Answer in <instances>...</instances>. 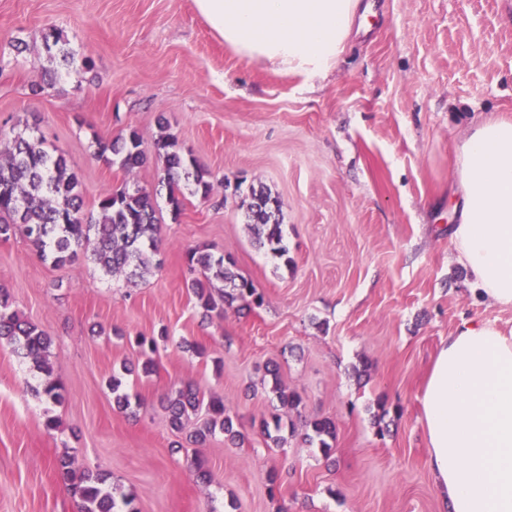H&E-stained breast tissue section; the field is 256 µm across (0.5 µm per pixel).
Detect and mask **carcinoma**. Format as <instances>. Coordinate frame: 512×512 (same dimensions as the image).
Returning <instances> with one entry per match:
<instances>
[{
  "label": "carcinoma",
  "instance_id": "1",
  "mask_svg": "<svg viewBox=\"0 0 512 512\" xmlns=\"http://www.w3.org/2000/svg\"><path fill=\"white\" fill-rule=\"evenodd\" d=\"M42 46L50 55H57L68 66L88 69L92 61L70 47L69 41L56 28L42 33ZM98 155L110 164H117L127 173L143 166L148 155L139 131L126 133L106 142H98ZM153 154L160 167L159 183L167 189V203L172 220L182 212L185 188L207 197L213 190L211 174L196 158L184 152L174 134L163 123L153 141ZM279 202L265 189H251L247 218L260 246L275 255L284 256L281 224L276 219ZM156 204L153 195L135 181H127L118 189L103 195L98 201L97 214L86 213L81 182L70 171L66 159L50 155L43 139L24 131L5 132L0 129V238L7 240L15 229L23 227L44 259L56 266H65L79 255L89 258L106 275L141 276L149 270L152 254L158 242ZM189 278L186 288L199 306L208 313L224 316V308L237 301L260 306L263 297L253 284L236 275L224 264V256H215L199 248L186 253ZM9 294L0 289V344H9L23 352L24 357L50 374L47 353L50 337L39 327L10 309ZM142 359V371L154 368L152 354L158 343L155 338L138 336L134 340ZM274 391L281 406L296 411L302 404L301 395L281 386L277 367L269 369ZM115 406L123 411L132 409V396L122 379L109 381ZM169 423L177 431L184 428L191 416L204 413L203 422L190 433V440L202 445L208 437L221 432L234 442L241 437L231 417L225 415L224 399L205 397L191 384L179 389L167 402ZM305 432L298 433L294 422L288 423V436L281 435L282 418L275 414L272 421L263 422V431L273 445L281 447L287 438L302 435L317 440L324 455L332 451L336 439V424L329 418H314L303 423ZM73 495L83 503V512H118L116 488L106 484L99 473L87 471L72 484Z\"/></svg>",
  "mask_w": 512,
  "mask_h": 512
}]
</instances>
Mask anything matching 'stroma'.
<instances>
[{
	"mask_svg": "<svg viewBox=\"0 0 512 512\" xmlns=\"http://www.w3.org/2000/svg\"><path fill=\"white\" fill-rule=\"evenodd\" d=\"M369 2L370 34L308 79L226 50L192 0H0V129L37 126L78 174L86 211L130 176L155 191L156 160L129 176L95 151L131 127L152 145L161 116L217 182L176 219L158 194L161 242L140 278H107L83 257L56 267L22 235L0 239V287L51 336L64 387L61 402L38 396L46 376L0 346V512H80L55 468L66 454L75 473L107 474L131 512H444L419 418L424 378L462 317L512 330V307L475 291L448 239L457 141L512 117V0ZM50 27L93 66L36 96L60 67L42 47ZM252 185L280 203L287 258L254 241ZM198 247L229 258L263 305L205 317L185 287ZM139 335L159 339L149 375L136 368ZM272 365L303 417L335 422L330 456L263 436L272 412L292 417L276 408ZM114 375L138 396L133 412L114 407ZM188 382L223 398L241 444L219 433L200 447L193 424L171 428L166 398Z\"/></svg>",
	"mask_w": 512,
	"mask_h": 512,
	"instance_id": "35a3bbf8",
	"label": "stroma"
}]
</instances>
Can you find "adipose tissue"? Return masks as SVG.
<instances>
[{
	"mask_svg": "<svg viewBox=\"0 0 512 512\" xmlns=\"http://www.w3.org/2000/svg\"><path fill=\"white\" fill-rule=\"evenodd\" d=\"M225 47L273 70L327 73L366 13L360 0H194ZM450 242L456 264L512 307V119L456 147ZM428 466L446 512H512V332L467 318L443 339L420 398Z\"/></svg>",
	"mask_w": 512,
	"mask_h": 512,
	"instance_id": "adipose-tissue-1",
	"label": "adipose tissue"
}]
</instances>
